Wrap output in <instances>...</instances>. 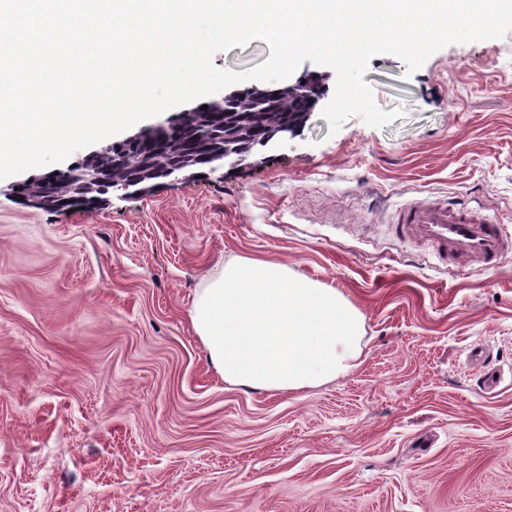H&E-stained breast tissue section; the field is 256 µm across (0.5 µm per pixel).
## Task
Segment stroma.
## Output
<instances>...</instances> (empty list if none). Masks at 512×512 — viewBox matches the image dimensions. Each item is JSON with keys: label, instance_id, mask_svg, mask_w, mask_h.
Here are the masks:
<instances>
[{"label": "stroma", "instance_id": "obj_1", "mask_svg": "<svg viewBox=\"0 0 512 512\" xmlns=\"http://www.w3.org/2000/svg\"><path fill=\"white\" fill-rule=\"evenodd\" d=\"M364 80L400 118L316 110L220 177L59 212L0 180V512H512V252L451 271L391 224L428 198L512 233V30ZM240 257L363 314L347 376L225 382L189 308Z\"/></svg>", "mask_w": 512, "mask_h": 512}]
</instances>
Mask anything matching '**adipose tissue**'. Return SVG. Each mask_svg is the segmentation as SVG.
<instances>
[{
    "label": "adipose tissue",
    "instance_id": "1",
    "mask_svg": "<svg viewBox=\"0 0 512 512\" xmlns=\"http://www.w3.org/2000/svg\"><path fill=\"white\" fill-rule=\"evenodd\" d=\"M225 382L292 392L348 375L363 316L338 291L286 265L242 258L217 268L189 310Z\"/></svg>",
    "mask_w": 512,
    "mask_h": 512
}]
</instances>
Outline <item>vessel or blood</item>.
Segmentation results:
<instances>
[{
    "label": "vessel or blood",
    "instance_id": "1",
    "mask_svg": "<svg viewBox=\"0 0 512 512\" xmlns=\"http://www.w3.org/2000/svg\"><path fill=\"white\" fill-rule=\"evenodd\" d=\"M395 233L426 242L439 259L455 267L472 263L488 270L512 252V237L497 221L442 201H417L401 209Z\"/></svg>",
    "mask_w": 512,
    "mask_h": 512
}]
</instances>
